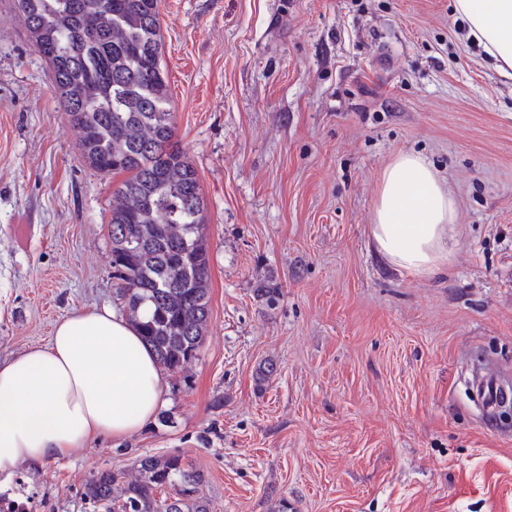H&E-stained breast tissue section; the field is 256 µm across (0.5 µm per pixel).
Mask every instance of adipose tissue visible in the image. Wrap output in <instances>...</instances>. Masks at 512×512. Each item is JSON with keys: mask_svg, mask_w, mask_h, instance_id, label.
Listing matches in <instances>:
<instances>
[{"mask_svg": "<svg viewBox=\"0 0 512 512\" xmlns=\"http://www.w3.org/2000/svg\"><path fill=\"white\" fill-rule=\"evenodd\" d=\"M454 9L496 71L512 78V0H454ZM455 219V197L437 171L402 154L382 173L369 234L393 266L433 275L448 260ZM163 391V372L128 320L107 308L75 312L46 345L0 360V472L144 430Z\"/></svg>", "mask_w": 512, "mask_h": 512, "instance_id": "1", "label": "adipose tissue"}]
</instances>
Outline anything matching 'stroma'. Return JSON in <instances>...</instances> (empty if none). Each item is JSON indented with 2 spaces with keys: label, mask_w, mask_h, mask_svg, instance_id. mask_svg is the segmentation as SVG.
I'll return each mask as SVG.
<instances>
[{
  "label": "stroma",
  "mask_w": 512,
  "mask_h": 512,
  "mask_svg": "<svg viewBox=\"0 0 512 512\" xmlns=\"http://www.w3.org/2000/svg\"><path fill=\"white\" fill-rule=\"evenodd\" d=\"M176 135L197 170L210 314L141 432L23 463L0 499L103 512L102 470L177 455L212 512H512V79L452 0H161ZM423 156L453 191L448 262L386 263L369 236L384 169ZM117 181L86 168L23 21L0 0V359L81 309L121 310ZM277 289L276 304L258 296ZM275 370L260 379L267 364ZM471 385L475 396L486 409L498 407L506 391L499 375L494 371L479 375Z\"/></svg>",
  "instance_id": "35a3bbf8"
}]
</instances>
